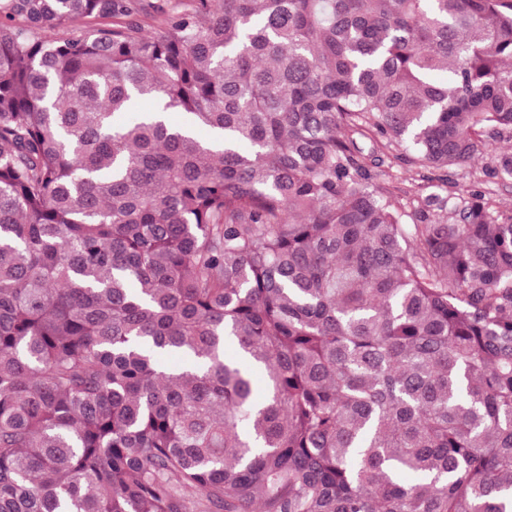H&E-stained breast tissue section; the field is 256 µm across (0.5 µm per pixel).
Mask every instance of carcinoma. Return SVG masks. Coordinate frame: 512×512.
Masks as SVG:
<instances>
[{
    "instance_id": "1",
    "label": "carcinoma",
    "mask_w": 512,
    "mask_h": 512,
    "mask_svg": "<svg viewBox=\"0 0 512 512\" xmlns=\"http://www.w3.org/2000/svg\"><path fill=\"white\" fill-rule=\"evenodd\" d=\"M488 138L512 0H0V512H512ZM497 141L488 140L470 163L448 172V190L451 183L460 198L467 199L474 189H484L493 201V214L498 222L512 218V178L494 175ZM403 153L401 147L393 148L385 157L382 169L388 171L392 178L383 177L384 184L392 193V199L405 214L406 224H415V214L424 207L426 198L434 195H443L440 173L434 170L418 169L406 172L404 166L396 156Z\"/></svg>"
}]
</instances>
